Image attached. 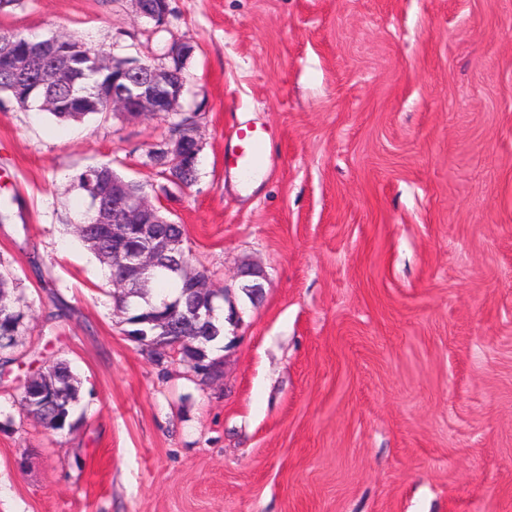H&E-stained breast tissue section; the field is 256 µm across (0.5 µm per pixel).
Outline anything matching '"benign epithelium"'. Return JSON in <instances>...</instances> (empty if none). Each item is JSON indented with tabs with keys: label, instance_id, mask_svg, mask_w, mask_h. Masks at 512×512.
<instances>
[{
	"label": "benign epithelium",
	"instance_id": "obj_1",
	"mask_svg": "<svg viewBox=\"0 0 512 512\" xmlns=\"http://www.w3.org/2000/svg\"><path fill=\"white\" fill-rule=\"evenodd\" d=\"M136 14L141 17L158 16L168 0H131ZM101 71L112 72V87L100 91L103 111L118 113L127 118H137L147 114H164L175 124L183 117L188 118L185 127L165 138L166 153L171 163L184 159L191 166L180 170L181 177L176 179L186 186L194 175L193 166L198 164L201 144L195 134L193 115L182 111V97L186 92V83L180 73L167 63H152L144 66L134 57H110L105 55L98 60ZM81 67L77 59L58 49L56 44L46 50L43 60L35 63L33 56L24 51L6 49L0 53V72L13 81L15 88L22 92L18 98L20 106H25L28 96L40 86L54 84L69 87L79 78ZM97 209V223L112 226V239L122 242L120 248L112 252V265L118 268L112 279V287L124 297L138 296L137 289L149 284V277L159 269L171 275L181 273L175 263H168L164 256L174 240L156 234L154 225L164 224L166 220L159 216V210L143 193H131L120 183H112V205L107 206L100 199H94ZM244 283L242 292L252 296L262 292L265 275L262 271L251 269L240 272ZM215 317L212 311L200 313V310L182 312L179 307L171 313L159 316L154 324L165 331L175 333L172 345L165 348L166 355L178 362L180 347L186 344L180 334L181 325L200 319ZM192 372L201 381H210L215 376L212 363L204 356H198L189 363Z\"/></svg>",
	"mask_w": 512,
	"mask_h": 512
}]
</instances>
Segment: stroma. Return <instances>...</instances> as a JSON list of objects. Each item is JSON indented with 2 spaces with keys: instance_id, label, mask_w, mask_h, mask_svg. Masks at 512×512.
<instances>
[{
  "instance_id": "1",
  "label": "stroma",
  "mask_w": 512,
  "mask_h": 512,
  "mask_svg": "<svg viewBox=\"0 0 512 512\" xmlns=\"http://www.w3.org/2000/svg\"><path fill=\"white\" fill-rule=\"evenodd\" d=\"M18 0L0 32L186 61L199 176L145 167L162 115L60 123L0 94V273L25 334L0 371V512H512V0ZM268 129L248 189L240 114ZM142 182L189 267L235 289L219 378L125 334L72 233L82 168ZM266 279L236 290L244 265ZM73 428L18 400L46 362ZM46 375L56 386L55 393L51 398L48 399L47 404L38 413H32L27 411L23 403V396L20 397V405L23 412L26 413L27 417L31 418L35 422L42 423L46 418L60 413V415H67L66 425L72 426L70 417L74 406L77 404L80 398H76L77 391L79 390L77 379L72 373L71 367L66 361H56L47 365Z\"/></svg>"
}]
</instances>
